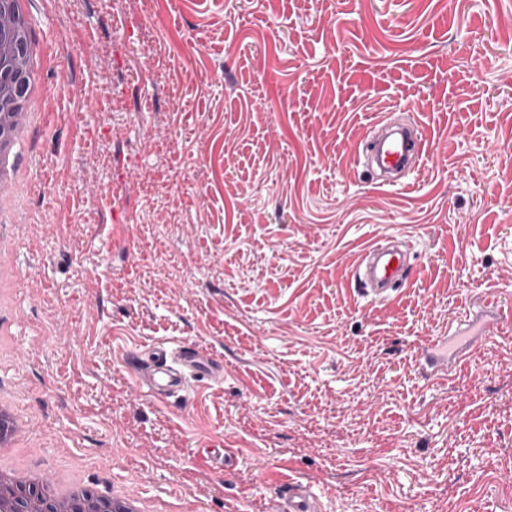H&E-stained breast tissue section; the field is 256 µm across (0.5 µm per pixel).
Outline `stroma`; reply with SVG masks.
I'll return each mask as SVG.
<instances>
[{
	"label": "stroma",
	"instance_id": "stroma-1",
	"mask_svg": "<svg viewBox=\"0 0 512 512\" xmlns=\"http://www.w3.org/2000/svg\"><path fill=\"white\" fill-rule=\"evenodd\" d=\"M47 44L11 200L25 283L0 357L20 464L205 512H512V334L441 381L426 341L512 306V0H29ZM407 186L359 155L388 114ZM397 233L401 288L365 297ZM196 343L222 376L157 401L128 357ZM204 448H229L219 467ZM395 127L386 131L374 156L382 183L390 186L402 185L403 175L414 169L424 152V134L417 125ZM282 487L284 498L280 512H323L320 500L309 486L288 476L282 480Z\"/></svg>",
	"mask_w": 512,
	"mask_h": 512
}]
</instances>
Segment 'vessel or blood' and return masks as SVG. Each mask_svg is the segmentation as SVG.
I'll use <instances>...</instances> for the list:
<instances>
[{"label": "vessel or blood", "instance_id": "1", "mask_svg": "<svg viewBox=\"0 0 512 512\" xmlns=\"http://www.w3.org/2000/svg\"><path fill=\"white\" fill-rule=\"evenodd\" d=\"M424 134L418 126L399 125L388 129L379 141L374 156L382 174L383 184L398 186L406 172L423 158ZM370 259L360 278L361 288L371 299H383L387 289L395 287L409 266L408 250L398 247H366ZM506 316L501 305L491 302L476 312L457 315L447 332L428 340L421 350L420 361L431 375L447 379L457 366L465 362L475 345L497 335ZM146 387L148 396L168 398L184 391L188 378L209 380L216 376V364L197 346L182 345L169 349L161 345L147 353ZM284 491L280 512H323L318 497L309 486L287 477L282 481Z\"/></svg>", "mask_w": 512, "mask_h": 512}]
</instances>
